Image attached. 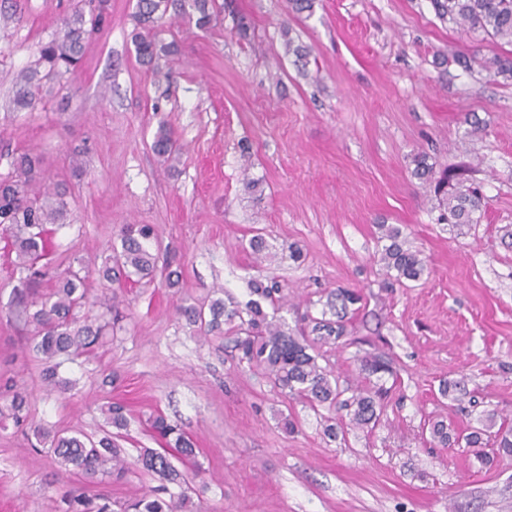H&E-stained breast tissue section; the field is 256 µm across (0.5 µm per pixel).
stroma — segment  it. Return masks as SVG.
Masks as SVG:
<instances>
[{"instance_id": "1", "label": "stroma", "mask_w": 512, "mask_h": 512, "mask_svg": "<svg viewBox=\"0 0 512 512\" xmlns=\"http://www.w3.org/2000/svg\"><path fill=\"white\" fill-rule=\"evenodd\" d=\"M71 3L18 0L0 31V148L39 155L54 180L69 176L71 150L85 149L70 223L52 236L58 253L99 255L123 225L152 224L181 278L176 288L122 282L113 335L65 362L69 385L52 392L24 336L0 320V374L32 392L34 423L98 438L102 406L122 402L129 425L115 442L133 464L155 447L147 419L162 413L195 444L196 461L177 468L204 467L189 490L198 512H512V457L490 446L482 462L429 434L432 421L454 432L488 412L512 426V81L481 65L512 45L461 33L430 0H314L298 16L288 0H237L250 40L228 14L205 32L177 21L168 35L181 51L158 78L131 43L136 0H110V24L77 73L14 117L15 77ZM291 40L309 47L308 66L289 53ZM162 122L183 145L173 173L150 149ZM421 151L479 186L478 223H439L432 189L412 174ZM247 176L262 180L261 199L245 194ZM383 224L422 251L428 276L398 283L387 273ZM258 229L299 245L301 261L255 265L247 242ZM252 277L292 300V330L320 315L330 291L362 292L348 314L351 345L324 349L322 362L356 382L359 357L393 359L372 431L324 438L307 404L277 395L230 344L204 342L176 311L220 287L248 301ZM444 380L465 395L441 397ZM282 414L297 431L279 427ZM75 487L99 490L0 421V512H55Z\"/></svg>"}]
</instances>
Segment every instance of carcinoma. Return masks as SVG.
<instances>
[{"label": "carcinoma", "mask_w": 512, "mask_h": 512, "mask_svg": "<svg viewBox=\"0 0 512 512\" xmlns=\"http://www.w3.org/2000/svg\"><path fill=\"white\" fill-rule=\"evenodd\" d=\"M435 15L454 22L469 31H481L492 38L512 44V0H431ZM230 0H137L132 15L134 28L131 40L138 62L146 70L161 73L160 61L180 52L176 40L161 38L166 16L185 19L195 28L206 31L218 14L230 8ZM107 21V0H79L61 20L53 37L42 44L33 64L20 71L15 79V108L34 111L40 101L43 85L73 73L79 66L88 41L100 32ZM483 66L495 76L512 79V57L493 55L484 59ZM153 153L173 167L182 153L174 130L158 124L151 143ZM414 176L434 183V193L443 209L440 220L457 229L479 221L485 207L484 198L464 181L448 184V176H436L428 156L412 157ZM67 181L49 182L42 170V158L27 153L13 157L12 172L0 176V233L5 235L9 254L15 255V266L25 273L13 286L12 298L6 311L0 310V320L19 323L28 336L29 350L39 369L43 385L54 389L62 386L58 378L60 358L73 360L84 354L112 332L115 319L110 317L117 308V294L112 285L132 278L152 282L164 277L168 287L179 283V273L170 265L158 266L161 241L152 224H127L112 241L110 253L101 264L89 268L84 258L70 255L57 262L49 258L51 240L47 225L64 226L70 215ZM381 262L398 282L419 281L428 270L421 251L413 248L402 230L393 225L381 226ZM254 261H265L272 249L266 237L256 232L248 241ZM94 273L100 282V293L91 295L85 288L80 272ZM44 281L52 288L42 293L33 289ZM282 288L275 282L257 278L249 281L250 299L242 304L233 296L212 298L201 304L180 307L189 323L198 326L204 338L221 341L231 339L238 360L266 377L278 394L306 399L310 409L319 416L323 434L337 437L336 418H346L355 429L375 425L383 414V386L376 389L342 386L331 372L318 364L323 346H348L346 315L350 307L363 301L359 291L338 288L326 299L322 317L313 319L311 336H296L288 332L280 311L286 302L279 296ZM269 300L272 313L263 309ZM360 371L366 379L382 380L393 375L391 362L381 355L360 359ZM0 415L14 421L18 427L30 425L31 396L9 378L0 380ZM106 422L122 430L128 425L125 407L110 402L102 408ZM152 431L175 448L185 458L195 455V448L177 426L161 414L149 419ZM494 415H487L480 426L455 436L448 433L442 421L431 424L432 439L443 448L465 444L467 448H482L487 439H495L496 447L512 455V428L491 432ZM32 447L46 450L61 467L70 473L88 478L121 479L128 465L121 450L111 437L94 440L83 433L69 434L38 426L32 429ZM140 469L161 476L166 484L151 489L136 499L122 504L107 494L85 495L67 492L61 497L59 512H190L192 502L183 485L187 477L174 468L167 453L146 450L139 459ZM175 484L180 491L172 492Z\"/></svg>", "instance_id": "carcinoma-1"}]
</instances>
